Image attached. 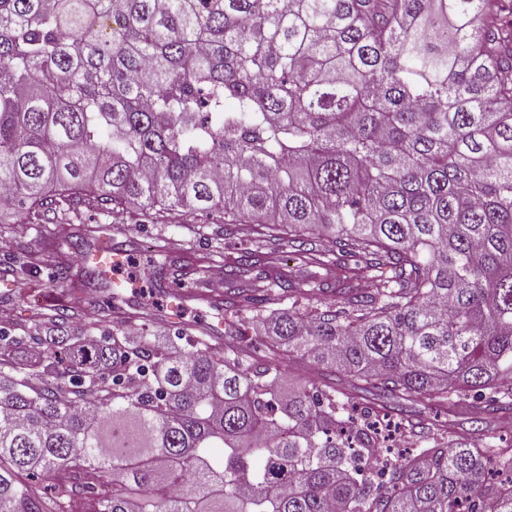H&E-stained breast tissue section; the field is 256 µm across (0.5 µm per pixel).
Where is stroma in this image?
Here are the masks:
<instances>
[{"label": "stroma", "mask_w": 512, "mask_h": 512, "mask_svg": "<svg viewBox=\"0 0 512 512\" xmlns=\"http://www.w3.org/2000/svg\"><path fill=\"white\" fill-rule=\"evenodd\" d=\"M101 237L106 238L113 251H125L132 257L131 262L112 272L110 279L81 280L73 288L51 281L47 270L39 267L30 269L20 280L0 274V329L21 327L29 336H42L43 330L34 319L35 312L59 299L66 302L76 299L86 306L109 307L105 320L87 315L80 321L84 329L97 333L137 326L162 336L171 322L179 321L186 324L191 334H199L209 326L216 336H223V305L190 300L176 316L166 306L174 287L171 276H163L153 289L142 285L144 274L150 271L149 260L163 257L168 263L187 270L203 268L219 273L248 244V237L239 233L224 235L220 225L203 216L187 215L163 224L147 219L135 207L120 213L84 209L55 224H33L21 211L2 209L0 239H5L9 248L0 252V271L12 266L25 247L33 251L64 252L73 275L80 277L84 261L68 250V243L82 239L92 244Z\"/></svg>", "instance_id": "35a3bbf8"}]
</instances>
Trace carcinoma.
Segmentation results:
<instances>
[{"label":"carcinoma","instance_id":"obj_1","mask_svg":"<svg viewBox=\"0 0 512 512\" xmlns=\"http://www.w3.org/2000/svg\"><path fill=\"white\" fill-rule=\"evenodd\" d=\"M130 202L253 225L236 341L72 336L73 303L31 366L0 333V512H512V445L475 443L512 414V0H0V205ZM286 252L312 272L268 275ZM40 263L69 280L4 274ZM291 357L427 447L375 471L373 408ZM406 406L408 410H422L424 417L436 423L441 429L448 427V420H455L457 424L464 422L461 415L454 416L453 413L448 415V411L441 410L427 399H422L414 403H406Z\"/></svg>","mask_w":512,"mask_h":512}]
</instances>
